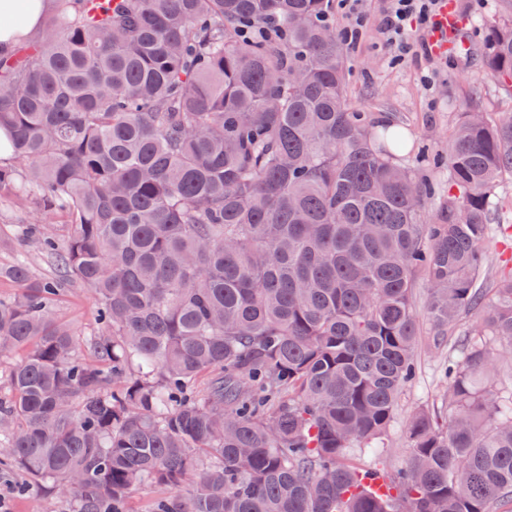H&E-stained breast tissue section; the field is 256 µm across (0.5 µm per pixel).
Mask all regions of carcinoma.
Listing matches in <instances>:
<instances>
[{
  "label": "carcinoma",
  "mask_w": 512,
  "mask_h": 512,
  "mask_svg": "<svg viewBox=\"0 0 512 512\" xmlns=\"http://www.w3.org/2000/svg\"><path fill=\"white\" fill-rule=\"evenodd\" d=\"M277 16L281 41L238 27ZM331 0H58L45 42L0 59V204L65 219L31 239L57 270L0 265V463L74 512H492L512 500V395L467 333L448 355L446 413L416 410L386 492L365 482L415 375L414 293L432 346L470 311L512 348V266L483 287L512 113L461 112L448 223L408 147L345 95ZM485 71L512 82V24ZM75 280L98 304L88 347L50 317Z\"/></svg>",
  "instance_id": "obj_1"
}]
</instances>
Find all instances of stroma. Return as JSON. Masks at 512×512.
Returning a JSON list of instances; mask_svg holds the SVG:
<instances>
[{
  "label": "stroma",
  "instance_id": "stroma-1",
  "mask_svg": "<svg viewBox=\"0 0 512 512\" xmlns=\"http://www.w3.org/2000/svg\"><path fill=\"white\" fill-rule=\"evenodd\" d=\"M385 5L386 0L365 2L370 16L366 35L358 50L346 55L347 98L355 110L370 113L376 120L391 119L407 133L412 149L398 155L397 161L434 185L424 216L430 224L441 220L448 206V173L430 169L420 158L421 150L444 152L458 113L477 109L494 119L512 112V87L482 70L478 51L488 30L512 22V0H448L447 56L413 57L396 67L390 63L379 29ZM425 75L432 76L433 87L422 84ZM35 221L30 210L0 205V239L8 243L7 248L0 249V264H11L24 254L38 274L50 275L54 269L44 257L26 251L16 241L19 225ZM414 304L422 316L423 345L416 378L403 390L394 422L384 439L388 453L381 464L392 471L404 463L402 431L409 415L417 408L439 404L444 394L441 361L428 344L432 327L423 317L425 288L416 289ZM97 309L87 288L74 283L64 289L51 316L84 338L96 325ZM21 480L16 472L0 470V512H71L69 500L48 486L34 483L26 493H16L14 486Z\"/></svg>",
  "mask_w": 512,
  "mask_h": 512
}]
</instances>
